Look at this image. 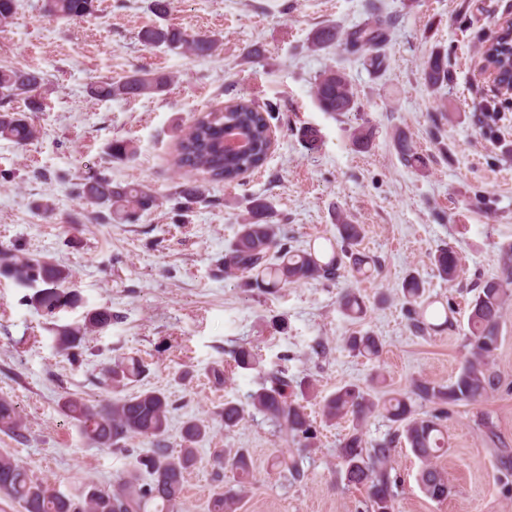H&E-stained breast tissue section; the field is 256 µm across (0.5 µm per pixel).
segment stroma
Wrapping results in <instances>:
<instances>
[{"label": "stroma", "instance_id": "35a3bbf8", "mask_svg": "<svg viewBox=\"0 0 512 512\" xmlns=\"http://www.w3.org/2000/svg\"><path fill=\"white\" fill-rule=\"evenodd\" d=\"M18 2L11 22L0 26V67L39 71L47 86L43 109L33 115L39 140L24 150L0 140V248L68 266L83 305L43 315L27 304L26 288L0 277V396L17 404L26 424L20 437L0 432V453L67 495L89 481L110 487L134 454L149 451L148 441L127 440L124 454L93 447L60 405L71 393L92 403L106 398L102 370L136 356L146 372L131 391L164 392L173 406L171 450L180 448L186 419L209 430L182 512H208L219 492L238 493L234 512H370L366 490L346 486L336 454L352 423L324 422L317 398L305 402L318 440L302 449L298 479L277 466L285 442L260 414L247 410L228 431L220 413L225 402L245 403L264 370L312 379L320 396L355 384L377 400L415 378L445 385L459 373L468 354L469 305L498 275L499 245L512 240V94L493 91L478 75L481 49L512 15V0H172L167 23L219 39L218 56L205 59L140 42L141 28L155 21L151 0H99L96 16L81 22L45 17L42 0ZM375 6L390 24L382 72L341 47L309 49L316 28L352 31ZM255 48L260 57H249ZM437 48L448 56V83L433 90L422 65ZM332 66L346 72L358 111L333 116L318 108L314 82ZM137 68L170 73L169 90L136 101L88 96L91 82ZM242 97L272 112L277 142L267 163L241 185L210 184L209 204L179 210L173 193L184 176L173 160L180 131L195 114ZM359 125L373 130L364 150L350 139ZM308 128L318 133L316 147L303 137ZM401 131L424 168L400 161L394 137ZM115 137L136 140L138 156L110 160L106 146ZM93 171L148 186L163 204L134 224L87 218L72 189ZM253 196L272 205L296 246L332 236L341 214L364 225L360 249L378 257L379 272L274 294L241 287L220 266ZM40 203L51 204L52 213L38 212ZM445 245L461 262L452 283L431 263ZM410 273L447 304V326L410 329L397 297ZM346 288L367 305L360 323L338 307ZM103 305L112 310L111 327L90 335L78 360L58 353L56 328ZM279 317L286 331L273 329ZM357 329L380 337L378 358L346 349L344 336ZM241 346L261 354V370L238 369L214 384L212 369ZM495 371L497 387L480 403L424 406L446 414L448 450L435 461L451 488L446 500L423 492L421 462L398 442L396 512H512V471L498 460L500 449L512 451V300L503 310ZM215 448L246 453V487L215 465Z\"/></svg>", "mask_w": 512, "mask_h": 512}]
</instances>
